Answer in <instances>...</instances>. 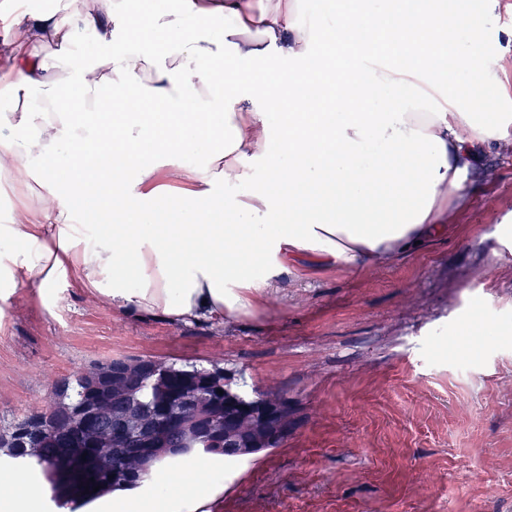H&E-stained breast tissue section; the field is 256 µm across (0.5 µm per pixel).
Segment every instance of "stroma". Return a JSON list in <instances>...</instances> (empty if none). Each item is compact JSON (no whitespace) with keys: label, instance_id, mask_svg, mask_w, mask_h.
Instances as JSON below:
<instances>
[{"label":"stroma","instance_id":"stroma-1","mask_svg":"<svg viewBox=\"0 0 512 512\" xmlns=\"http://www.w3.org/2000/svg\"><path fill=\"white\" fill-rule=\"evenodd\" d=\"M512 0L488 23L512 100ZM448 205L446 237L362 270L287 277L247 317L172 323L126 315L74 288L0 307V431L45 409L52 382L142 357L219 365L295 413L273 450L202 474L210 512H512V153L488 150ZM492 326L495 336L484 335Z\"/></svg>","mask_w":512,"mask_h":512}]
</instances>
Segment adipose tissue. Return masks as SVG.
<instances>
[{
  "instance_id": "1",
  "label": "adipose tissue",
  "mask_w": 512,
  "mask_h": 512,
  "mask_svg": "<svg viewBox=\"0 0 512 512\" xmlns=\"http://www.w3.org/2000/svg\"><path fill=\"white\" fill-rule=\"evenodd\" d=\"M498 4L337 0L327 23L304 0H0V189L25 196L0 226V301L32 283L174 323L242 317L283 276L446 235L489 143L512 139L483 27ZM251 166L264 181L225 198ZM79 197L100 223H78ZM174 197L183 221L162 223ZM214 465L158 463L148 489L91 512H203ZM0 487V512L47 494L1 463Z\"/></svg>"
}]
</instances>
